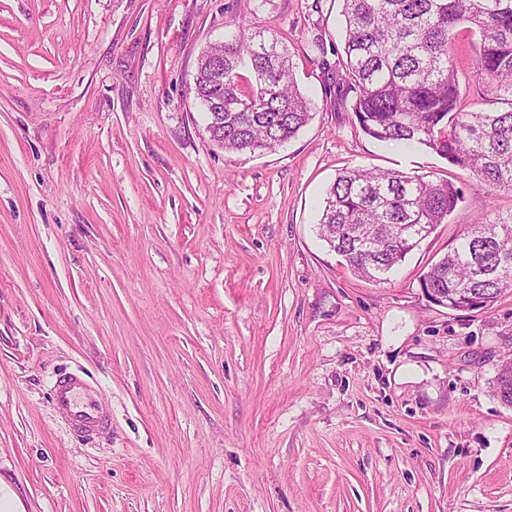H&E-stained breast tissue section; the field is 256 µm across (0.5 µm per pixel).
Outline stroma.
Wrapping results in <instances>:
<instances>
[{"mask_svg":"<svg viewBox=\"0 0 512 512\" xmlns=\"http://www.w3.org/2000/svg\"><path fill=\"white\" fill-rule=\"evenodd\" d=\"M342 0H0V479L26 512H512V294L454 310L422 279L512 214L432 150L364 134L336 83ZM277 34L312 120L224 152L192 90L225 25ZM322 38L326 50L313 47ZM460 106L479 42L454 31ZM463 199L387 282L319 235L346 167ZM98 385L109 433L57 414ZM494 393L503 404L512 406V359H507L498 370ZM51 401L54 408L68 416L81 432H94L107 422L100 406L99 392L74 375L62 376L55 381Z\"/></svg>","mask_w":512,"mask_h":512,"instance_id":"1","label":"stroma"}]
</instances>
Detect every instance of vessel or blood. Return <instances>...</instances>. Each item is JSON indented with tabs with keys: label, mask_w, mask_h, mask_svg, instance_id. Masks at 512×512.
<instances>
[{
	"label": "vessel or blood",
	"mask_w": 512,
	"mask_h": 512,
	"mask_svg": "<svg viewBox=\"0 0 512 512\" xmlns=\"http://www.w3.org/2000/svg\"><path fill=\"white\" fill-rule=\"evenodd\" d=\"M51 401L54 408L68 416L80 431L90 433L106 423L98 391L89 388L78 377L58 378L52 387Z\"/></svg>",
	"instance_id": "b4317fda"
}]
</instances>
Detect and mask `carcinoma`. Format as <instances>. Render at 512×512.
Wrapping results in <instances>:
<instances>
[{
  "label": "carcinoma",
  "mask_w": 512,
  "mask_h": 512,
  "mask_svg": "<svg viewBox=\"0 0 512 512\" xmlns=\"http://www.w3.org/2000/svg\"><path fill=\"white\" fill-rule=\"evenodd\" d=\"M343 96L360 129L381 142L422 145L494 188L512 189V0H342ZM468 23L479 36L469 79L487 107H459L453 30ZM224 57L214 77L211 62ZM208 113L210 142L228 153L272 150L311 119L296 86L288 48L278 37L240 25L210 46L194 76ZM224 102V124L213 104ZM462 198L447 180L395 170L345 168L326 190L320 236L354 275L377 283L448 218ZM434 302L485 307L512 292V215L471 227L460 245L423 278ZM512 406V359L494 380Z\"/></svg>",
  "instance_id": "obj_1"
}]
</instances>
